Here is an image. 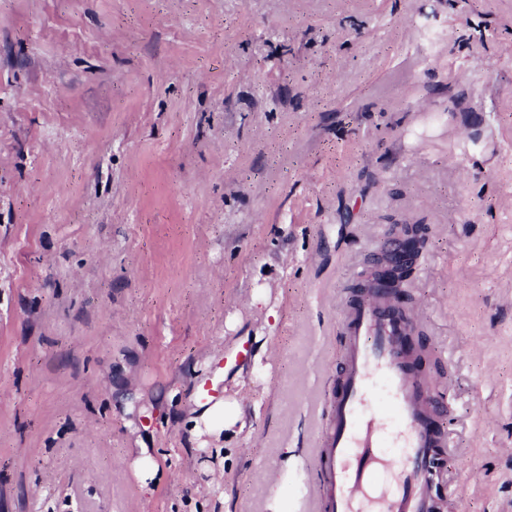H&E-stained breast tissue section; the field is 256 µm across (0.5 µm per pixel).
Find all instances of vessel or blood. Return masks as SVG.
<instances>
[{"label":"vessel or blood","mask_w":512,"mask_h":512,"mask_svg":"<svg viewBox=\"0 0 512 512\" xmlns=\"http://www.w3.org/2000/svg\"><path fill=\"white\" fill-rule=\"evenodd\" d=\"M407 332L388 289L346 306L341 328L346 352L320 453L327 489L318 501L320 512L436 510L432 462L446 439L430 423L431 387L407 366ZM391 442L402 448L400 460L385 454Z\"/></svg>","instance_id":"vessel-or-blood-1"}]
</instances>
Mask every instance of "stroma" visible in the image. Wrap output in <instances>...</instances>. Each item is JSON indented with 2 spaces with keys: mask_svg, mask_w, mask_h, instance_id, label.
Segmentation results:
<instances>
[{
  "mask_svg": "<svg viewBox=\"0 0 512 512\" xmlns=\"http://www.w3.org/2000/svg\"><path fill=\"white\" fill-rule=\"evenodd\" d=\"M404 224L439 512H512V0H0V512H314ZM412 233L408 235L405 233L389 238L383 247V252H387L390 257V264L403 268L401 274L407 270V266L412 265L418 255V240L417 237L414 241L411 240ZM209 401L199 406V412L195 416V428L199 433L220 435L225 429L245 425V412L241 404L236 401L225 402L224 400L209 404ZM133 467L144 486L148 485L149 480L154 479L158 470V465L149 448H135Z\"/></svg>",
  "mask_w": 512,
  "mask_h": 512,
  "instance_id": "stroma-1",
  "label": "stroma"
}]
</instances>
